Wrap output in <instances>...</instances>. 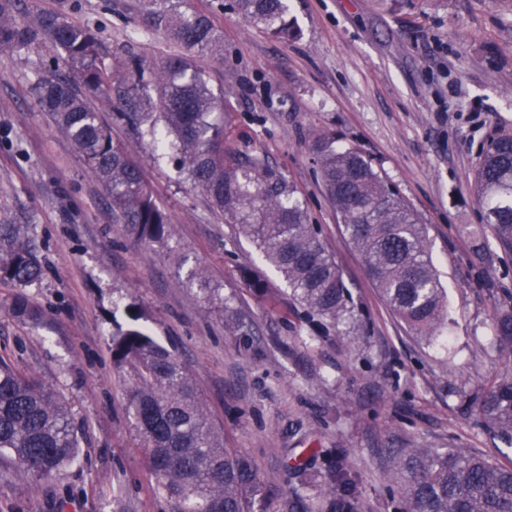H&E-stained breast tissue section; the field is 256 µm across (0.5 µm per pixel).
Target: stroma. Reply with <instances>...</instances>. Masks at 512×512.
Wrapping results in <instances>:
<instances>
[{"label": "stroma", "instance_id": "stroma-1", "mask_svg": "<svg viewBox=\"0 0 512 512\" xmlns=\"http://www.w3.org/2000/svg\"><path fill=\"white\" fill-rule=\"evenodd\" d=\"M220 3L185 7L224 32L223 58L200 55L196 65L224 91L226 144L263 152L297 188L365 339L350 344L293 313L282 279L240 225L104 112L175 226L166 246L140 250L31 94L39 56L0 51V203L29 224L46 266L25 291L40 326L11 317L16 290L0 283V357L60 392L81 442L77 459L47 478L0 459V512H171L112 365V325L128 324L132 303L143 327L176 347L225 447L251 461L266 512H307L339 465L360 512H394L393 448H466L512 463V447L452 390L464 379L477 393L512 375V352L496 346L492 328L495 313L512 307V253L472 193L482 149L512 134V0H287L295 33L286 38ZM69 17L95 31L109 63L125 50L159 62L181 51L144 20L140 0H78ZM319 132L359 149L427 225L448 293L447 344L418 342L372 285L315 176L309 144ZM180 256L206 269L223 305L177 285ZM245 268L263 274L271 294H255ZM228 321L247 335L225 331Z\"/></svg>", "mask_w": 512, "mask_h": 512}]
</instances>
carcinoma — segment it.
<instances>
[{
  "mask_svg": "<svg viewBox=\"0 0 512 512\" xmlns=\"http://www.w3.org/2000/svg\"><path fill=\"white\" fill-rule=\"evenodd\" d=\"M24 2L0 0V50L51 52L64 63L65 71L38 76L31 93L106 189L112 220L145 251L174 235L171 218L157 204L141 167L112 137V127L99 120L96 99L153 152L173 158L230 223L242 225L308 318L336 329L352 344L361 342L364 326L353 294L297 189L262 153L224 154L230 119L195 65L200 53H224V32L206 15L182 9L184 0H142L148 23L167 32L183 52L160 63L134 57L116 68L105 62L91 28L74 23L64 10L42 11L26 21L21 18ZM225 7L252 25L290 35L285 0H228ZM311 150L373 286L417 340H442L449 324L447 303L427 246V225L359 150L336 147L324 132L314 135ZM473 190L486 223L512 250L511 134L488 143ZM44 271L27 225L0 205V282L29 288L41 282ZM185 279L200 287L205 300L224 305L204 268H191ZM10 311L23 323L40 318L21 292ZM128 316L130 324H117L112 332V362L127 385L129 422L172 512H264L263 483L246 457L224 447L176 349L136 325L144 317L141 311L130 307ZM494 322L496 344L512 352V309L496 313ZM458 393L476 407L488 432L512 444V376L480 395L463 387ZM79 448L68 403L0 357V455L42 477L68 466ZM390 455L396 512H512V465L462 448H393ZM315 509L358 512L347 472L336 469Z\"/></svg>",
  "mask_w": 512,
  "mask_h": 512,
  "instance_id": "carcinoma-1",
  "label": "carcinoma"
}]
</instances>
